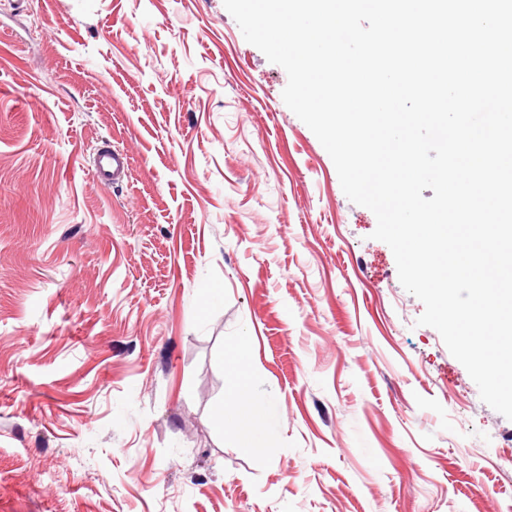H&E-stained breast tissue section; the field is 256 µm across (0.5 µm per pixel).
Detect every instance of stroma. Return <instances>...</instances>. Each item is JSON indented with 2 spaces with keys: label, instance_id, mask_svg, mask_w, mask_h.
<instances>
[{
  "label": "stroma",
  "instance_id": "1",
  "mask_svg": "<svg viewBox=\"0 0 512 512\" xmlns=\"http://www.w3.org/2000/svg\"><path fill=\"white\" fill-rule=\"evenodd\" d=\"M287 82L223 0H0V512H512V421ZM127 166V155L109 148H102L93 157L91 171L100 185L109 187L123 179ZM240 423V434L245 448L260 450L253 434L261 428L264 420V410L259 404H244L236 411ZM244 422V427L242 423Z\"/></svg>",
  "mask_w": 512,
  "mask_h": 512
}]
</instances>
